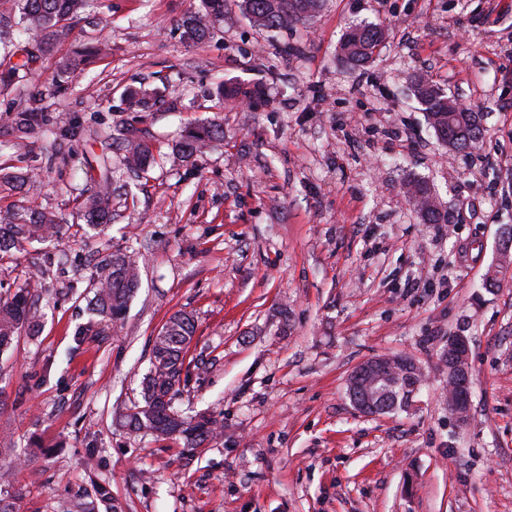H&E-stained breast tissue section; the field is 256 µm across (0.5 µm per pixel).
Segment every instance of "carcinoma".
<instances>
[{
  "label": "carcinoma",
  "instance_id": "cac0c4a2",
  "mask_svg": "<svg viewBox=\"0 0 512 512\" xmlns=\"http://www.w3.org/2000/svg\"><path fill=\"white\" fill-rule=\"evenodd\" d=\"M226 0H198V5L182 21V38L199 43L210 37L216 25L224 19ZM327 6V0H237L239 11L256 27L267 32L288 31L305 25ZM97 0H0V88L6 90L21 81L38 54L50 51L56 44L70 38L74 28L97 18ZM34 30L43 40L35 47L15 38ZM385 38L384 29L374 23L357 22L348 27L340 43L343 59L352 65L369 63ZM104 54L98 44H91L63 58L60 76L85 69ZM414 97L423 106L438 138L453 142L454 149L476 147L483 129L476 125L473 112H459L448 123V94L433 81L418 76L412 81ZM226 98L252 103L264 96L262 86L237 81L220 85ZM163 100L158 89L130 88L125 101L131 110H145ZM5 125L13 137V145L22 148L46 133L54 141H69L76 136L71 127L50 129V118L39 107H26L7 114ZM121 159L117 169L109 171L103 183L82 199L81 209L86 228L99 236L112 224V180L124 173H146L154 155L149 145L135 130H117ZM224 140V127L208 122L181 135L172 145V155L181 161L196 160L214 144ZM36 183L29 167L0 164V193L10 194L24 185ZM64 217L52 211H40L15 204L5 216H0V253L19 250L32 242L59 241ZM141 269L139 256L128 249H104L99 257L91 285L92 297L87 308L99 321L113 328L122 324L128 306L139 288ZM41 280L30 277L25 286L13 294L0 297V353L11 349L18 337L34 336L40 327L41 314L35 304L40 294ZM196 332L192 313L177 311L165 322L154 337L150 367L142 381V401L118 407L113 422L132 433H144L157 439L178 437L191 446H200L220 434L221 422L206 414L186 415L174 407L180 392L183 370L190 345ZM103 485H92L75 494L66 504L65 512H118Z\"/></svg>",
  "mask_w": 512,
  "mask_h": 512
}]
</instances>
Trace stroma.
Wrapping results in <instances>:
<instances>
[{
	"label": "stroma",
	"mask_w": 512,
	"mask_h": 512,
	"mask_svg": "<svg viewBox=\"0 0 512 512\" xmlns=\"http://www.w3.org/2000/svg\"><path fill=\"white\" fill-rule=\"evenodd\" d=\"M196 3L101 0L97 26L0 93V115L33 95L57 125L140 129L156 159L113 184L114 220L89 238L78 204L101 144L64 143L50 165L47 139L29 147L39 181L23 198L66 223L61 241L0 258L1 296L44 272L39 336L0 354V433L25 457L12 466L19 512H63L98 481L122 512H512V269L486 283L512 228V0H328L274 34L232 10L189 44L181 23ZM355 21L387 34L362 68L338 54ZM89 42L109 55L57 93L60 58ZM418 74L481 113L475 148L437 139L409 91ZM228 79L262 83L266 103L217 96ZM129 87L167 96L133 112ZM201 122L223 124V142L172 162V140ZM412 180L432 186L447 223L417 216ZM129 246L141 285L122 330L78 336L98 250ZM179 310L196 333L175 406L224 423L198 448L112 421L140 402L152 340ZM457 335L471 348L464 424L441 361ZM386 353L425 381L408 411L360 414L347 376Z\"/></svg>",
	"instance_id": "1"
}]
</instances>
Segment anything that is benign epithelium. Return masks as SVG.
<instances>
[{"label":"benign epithelium","mask_w":512,"mask_h":512,"mask_svg":"<svg viewBox=\"0 0 512 512\" xmlns=\"http://www.w3.org/2000/svg\"><path fill=\"white\" fill-rule=\"evenodd\" d=\"M413 203L414 210L424 215L438 203V198L418 195L413 191L406 193ZM512 268V236L501 240L495 265L487 278L492 282L499 275ZM469 341L464 336H454L448 341L447 352L442 360L448 363V413L459 423H463L469 414V403L465 392L470 387ZM413 361L397 355H380L360 363L347 378V393L355 409L361 414H378L380 407L377 386L382 381L401 383L411 370Z\"/></svg>","instance_id":"obj_1"}]
</instances>
